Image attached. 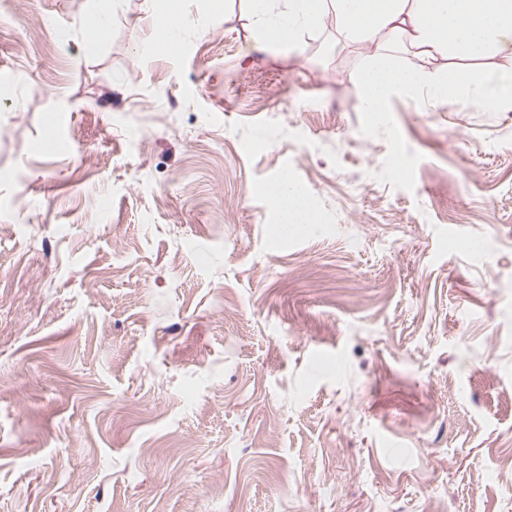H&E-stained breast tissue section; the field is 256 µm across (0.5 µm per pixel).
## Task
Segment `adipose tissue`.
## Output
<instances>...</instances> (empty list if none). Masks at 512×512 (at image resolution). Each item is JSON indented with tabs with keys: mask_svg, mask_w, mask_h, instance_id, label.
<instances>
[{
	"mask_svg": "<svg viewBox=\"0 0 512 512\" xmlns=\"http://www.w3.org/2000/svg\"><path fill=\"white\" fill-rule=\"evenodd\" d=\"M253 24L267 44L299 49L304 34L332 15L336 40L345 45L370 44L374 53L357 74L363 107L384 111L389 97L428 90L432 103L449 90L468 97L485 112L512 111V85L492 86L477 59L512 62V0H247ZM412 54L416 63L393 65L396 54ZM466 62L449 79L440 60ZM281 223L313 224L316 214L288 180L270 189Z\"/></svg>",
	"mask_w": 512,
	"mask_h": 512,
	"instance_id": "1",
	"label": "adipose tissue"
}]
</instances>
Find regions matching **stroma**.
<instances>
[{"mask_svg": "<svg viewBox=\"0 0 512 512\" xmlns=\"http://www.w3.org/2000/svg\"><path fill=\"white\" fill-rule=\"evenodd\" d=\"M175 20L0 0V512H512V112ZM270 198L276 207L282 224H315L317 216L301 198L288 179H282L270 189Z\"/></svg>", "mask_w": 512, "mask_h": 512, "instance_id": "stroma-1", "label": "stroma"}]
</instances>
